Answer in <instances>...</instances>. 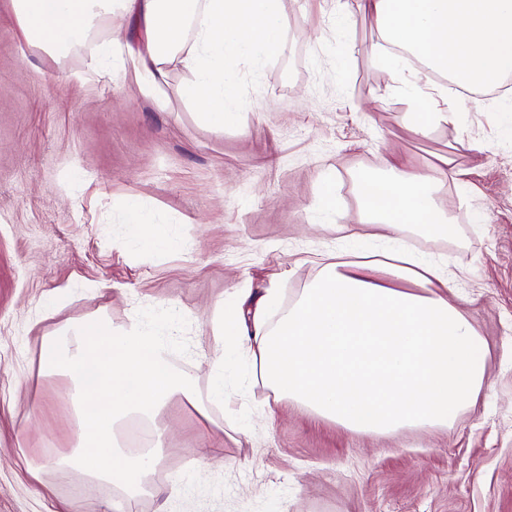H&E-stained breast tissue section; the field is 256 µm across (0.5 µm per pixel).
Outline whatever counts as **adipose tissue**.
I'll list each match as a JSON object with an SVG mask.
<instances>
[{"mask_svg": "<svg viewBox=\"0 0 512 512\" xmlns=\"http://www.w3.org/2000/svg\"><path fill=\"white\" fill-rule=\"evenodd\" d=\"M27 43L66 53L107 18L139 14L144 49L120 38L101 44L97 62L132 75L148 94L170 65L192 75L182 89L215 130L236 119L240 78L231 60H260L285 47L280 0H9ZM380 41L371 60L399 74L406 56L420 67L406 91L418 97L434 76L461 88L497 86L512 74V0H368ZM193 43H186L187 28ZM389 178L362 177L361 210L340 224L344 240L370 230L402 234L417 224L450 237L455 226L435 202L438 179L393 167ZM414 282L416 291L400 289ZM442 267L402 249L323 264L300 299L272 319L273 289L224 302V333L258 360L261 378L347 430L385 434L444 425L485 383L483 341L447 295Z\"/></svg>", "mask_w": 512, "mask_h": 512, "instance_id": "1", "label": "adipose tissue"}]
</instances>
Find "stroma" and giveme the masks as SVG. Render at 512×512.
Returning <instances> with one entry per match:
<instances>
[{"mask_svg":"<svg viewBox=\"0 0 512 512\" xmlns=\"http://www.w3.org/2000/svg\"><path fill=\"white\" fill-rule=\"evenodd\" d=\"M281 18L284 50L239 64L237 117L216 131L181 96V67L151 95L130 78L81 81L83 47L19 42L0 5V512H111L126 496L63 464L71 382L42 372L44 337L174 308L190 352L171 364L207 395L221 301L275 286L281 309L297 302L316 253L340 247L333 225L358 220V175L380 174L388 150L414 173L442 154L465 172L435 195L455 235L399 241L458 275L448 298L487 346L476 400L448 425L378 435L255 380L203 414L174 398L123 429H159L165 448L132 512H512V114L473 109L416 134L411 98L369 59L370 15L342 24L324 0H282ZM326 181L329 213L315 206ZM132 200L145 223H130ZM158 225L190 249L143 246Z\"/></svg>","mask_w":512,"mask_h":512,"instance_id":"obj_1","label":"stroma"}]
</instances>
